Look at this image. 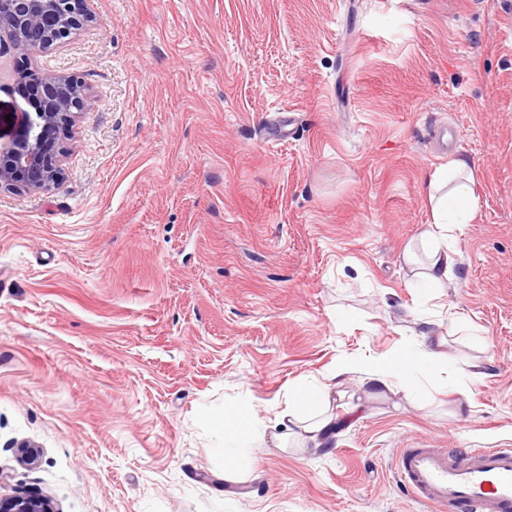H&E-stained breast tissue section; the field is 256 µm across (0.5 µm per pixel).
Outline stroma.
Masks as SVG:
<instances>
[{
    "mask_svg": "<svg viewBox=\"0 0 512 512\" xmlns=\"http://www.w3.org/2000/svg\"><path fill=\"white\" fill-rule=\"evenodd\" d=\"M95 25L0 57L90 102L49 192L0 190V498L59 512H429L401 448H512V0H94ZM476 199L447 287L402 254L432 171ZM456 336H449L450 327ZM433 330L478 378L365 399L364 366ZM355 364L327 446L253 443L226 474L205 410L273 425ZM36 446L27 467L19 444ZM0 512H58L47 497L15 495L0 498Z\"/></svg>",
    "mask_w": 512,
    "mask_h": 512,
    "instance_id": "obj_1",
    "label": "stroma"
}]
</instances>
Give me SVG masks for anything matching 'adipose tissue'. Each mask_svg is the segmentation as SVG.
Segmentation results:
<instances>
[{"mask_svg": "<svg viewBox=\"0 0 512 512\" xmlns=\"http://www.w3.org/2000/svg\"><path fill=\"white\" fill-rule=\"evenodd\" d=\"M470 164L456 159L436 168L427 182V193L433 206L434 220L419 235L426 259L418 261L413 249H406L403 259L416 269L418 284L440 288L447 282L455 264L448 247L449 227L465 223L475 207V198L469 186ZM431 332H423L418 349L397 352L366 370V379L374 393L391 392L411 396L418 376L447 372L453 374L460 387H467L470 376L459 367L455 355H441L434 348ZM336 380L299 388L288 400L287 406L276 416L280 431L276 440L295 437L302 444L325 445L333 436L336 417L330 411L332 397L337 392ZM212 426L224 437L227 460L232 468L249 466L248 450L253 442L263 439L267 427L246 414L229 419L226 413L214 412L209 416Z\"/></svg>", "mask_w": 512, "mask_h": 512, "instance_id": "adipose-tissue-1", "label": "adipose tissue"}]
</instances>
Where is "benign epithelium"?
Here are the masks:
<instances>
[{"label":"benign epithelium","instance_id":"benign-epithelium-1","mask_svg":"<svg viewBox=\"0 0 512 512\" xmlns=\"http://www.w3.org/2000/svg\"><path fill=\"white\" fill-rule=\"evenodd\" d=\"M91 0H0V55L12 52L29 56L50 37L60 45L94 22ZM59 22L52 35L48 21ZM15 85L26 87L39 98L36 119L25 134L0 158V188L50 191L63 179L58 159L62 138L73 131L78 111L85 107L87 93L82 81L64 72H19ZM0 512H58L47 497L15 495L0 498Z\"/></svg>","mask_w":512,"mask_h":512}]
</instances>
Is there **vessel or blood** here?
I'll list each match as a JSON object with an SVG mask.
<instances>
[{
  "label": "vessel or blood",
  "mask_w": 512,
  "mask_h": 512,
  "mask_svg": "<svg viewBox=\"0 0 512 512\" xmlns=\"http://www.w3.org/2000/svg\"><path fill=\"white\" fill-rule=\"evenodd\" d=\"M397 469L431 512H512V448L410 447Z\"/></svg>",
  "instance_id": "b4317fda"
}]
</instances>
